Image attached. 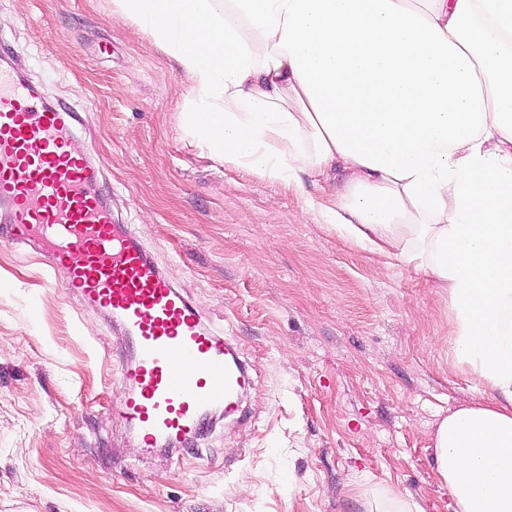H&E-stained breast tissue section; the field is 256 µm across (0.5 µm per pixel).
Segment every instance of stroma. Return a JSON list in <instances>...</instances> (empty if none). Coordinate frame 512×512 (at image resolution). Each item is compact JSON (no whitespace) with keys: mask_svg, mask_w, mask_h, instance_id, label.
Wrapping results in <instances>:
<instances>
[{"mask_svg":"<svg viewBox=\"0 0 512 512\" xmlns=\"http://www.w3.org/2000/svg\"><path fill=\"white\" fill-rule=\"evenodd\" d=\"M43 103L81 113L76 145L119 223L233 337L245 418L146 453L123 422L112 321L46 286L43 252L0 238V512H365L394 489L455 512L432 437L488 398L450 350L443 292L324 225L287 187L210 157L181 126L188 81L112 0H0V57Z\"/></svg>","mask_w":512,"mask_h":512,"instance_id":"1","label":"stroma"}]
</instances>
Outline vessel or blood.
<instances>
[{
  "label": "vessel or blood",
  "instance_id": "vessel-or-blood-1",
  "mask_svg": "<svg viewBox=\"0 0 512 512\" xmlns=\"http://www.w3.org/2000/svg\"><path fill=\"white\" fill-rule=\"evenodd\" d=\"M79 122L0 69V235L40 242L53 280L119 322L134 354L120 418L144 448H183L210 409L239 412L250 375L132 226L113 220L96 168L71 149Z\"/></svg>",
  "mask_w": 512,
  "mask_h": 512
}]
</instances>
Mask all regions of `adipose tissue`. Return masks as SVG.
Returning a JSON list of instances; mask_svg holds the SVG:
<instances>
[{
  "label": "adipose tissue",
  "instance_id": "obj_1",
  "mask_svg": "<svg viewBox=\"0 0 512 512\" xmlns=\"http://www.w3.org/2000/svg\"><path fill=\"white\" fill-rule=\"evenodd\" d=\"M188 81L182 129L304 218L432 278L489 391L438 425L457 512H512V0H112Z\"/></svg>",
  "mask_w": 512,
  "mask_h": 512
}]
</instances>
